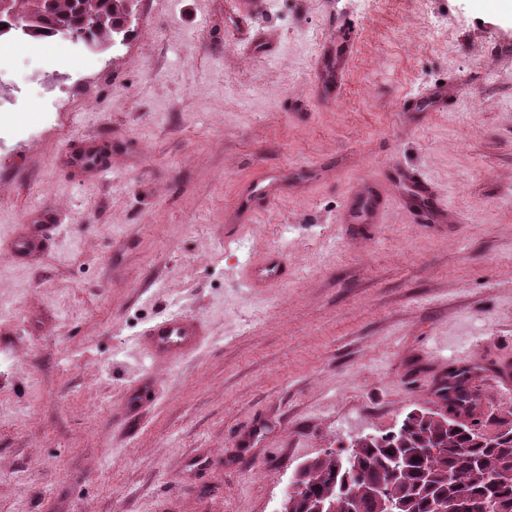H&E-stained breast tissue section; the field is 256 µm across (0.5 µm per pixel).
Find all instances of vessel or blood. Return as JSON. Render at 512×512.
Returning a JSON list of instances; mask_svg holds the SVG:
<instances>
[{"label":"vessel or blood","instance_id":"1","mask_svg":"<svg viewBox=\"0 0 512 512\" xmlns=\"http://www.w3.org/2000/svg\"><path fill=\"white\" fill-rule=\"evenodd\" d=\"M225 12L234 30L250 40L253 52L271 54L277 49L272 35L253 33V23L263 8V0H225ZM352 25L349 21L337 22L329 40V47L321 61L319 97L323 103H330L338 92L352 50ZM75 170L97 172L105 169V156L102 145L94 139L77 140L71 152ZM405 190L406 198L417 211L419 223H428L440 212L432 187L415 173L395 167L388 177L381 181L368 182L348 201L342 216L343 223L356 224L383 221L393 191ZM283 192L280 175L274 171H263L251 177L238 197L237 219L245 222L255 212L257 202H272ZM45 238L43 228H35L31 233L16 235L12 242L14 254L26 255L36 250ZM288 276V264L282 255L270 253L261 264L249 267L244 275L246 283L254 288L275 285ZM206 336L201 319L175 313L154 320L141 334L136 343V354L149 353L170 359L181 358L194 351ZM151 399L148 387L137 384L128 392L122 414L132 417Z\"/></svg>","mask_w":512,"mask_h":512}]
</instances>
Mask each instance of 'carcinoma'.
Here are the masks:
<instances>
[{
    "label": "carcinoma",
    "mask_w": 512,
    "mask_h": 512,
    "mask_svg": "<svg viewBox=\"0 0 512 512\" xmlns=\"http://www.w3.org/2000/svg\"><path fill=\"white\" fill-rule=\"evenodd\" d=\"M0 46L17 31L32 39L74 33L92 47L125 38L137 0H0ZM469 372L448 373L437 391L445 410L422 408L406 414L395 428L359 435L349 449L309 459L298 490L288 494L283 512H385L373 493L398 512H434L440 501L477 502L492 512H512V421L496 430L481 417L480 395Z\"/></svg>",
    "instance_id": "cac0c4a2"
}]
</instances>
